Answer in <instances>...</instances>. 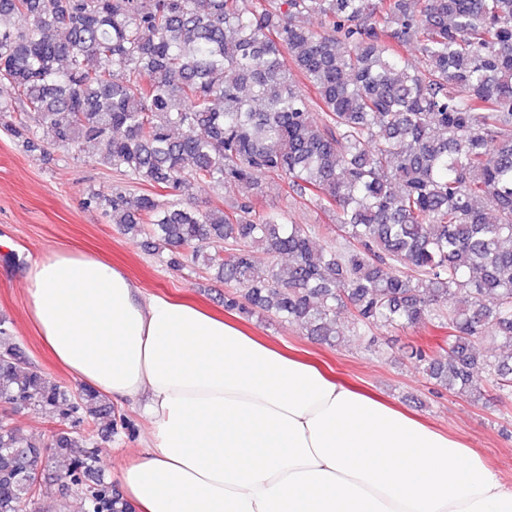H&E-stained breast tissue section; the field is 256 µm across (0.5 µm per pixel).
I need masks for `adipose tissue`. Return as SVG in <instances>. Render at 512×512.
Instances as JSON below:
<instances>
[{"label":"adipose tissue","mask_w":512,"mask_h":512,"mask_svg":"<svg viewBox=\"0 0 512 512\" xmlns=\"http://www.w3.org/2000/svg\"><path fill=\"white\" fill-rule=\"evenodd\" d=\"M26 292L54 360L149 420L136 512H512L460 440L96 256L34 260Z\"/></svg>","instance_id":"adipose-tissue-1"}]
</instances>
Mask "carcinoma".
Here are the masks:
<instances>
[{
    "instance_id": "cac0c4a2",
    "label": "carcinoma",
    "mask_w": 512,
    "mask_h": 512,
    "mask_svg": "<svg viewBox=\"0 0 512 512\" xmlns=\"http://www.w3.org/2000/svg\"><path fill=\"white\" fill-rule=\"evenodd\" d=\"M0 84L31 115L0 106L26 147L90 145L149 185L89 203L236 286L227 310L330 347L343 308L362 331L428 323L441 344L411 358L430 379L477 401L481 371L512 398V0H0ZM200 183L248 195L202 208L183 198ZM266 183L315 201L338 242L264 210ZM0 402L74 427L54 442L68 512H134L98 475L112 409L49 384L3 318ZM41 455L0 422V512H25Z\"/></svg>"
}]
</instances>
